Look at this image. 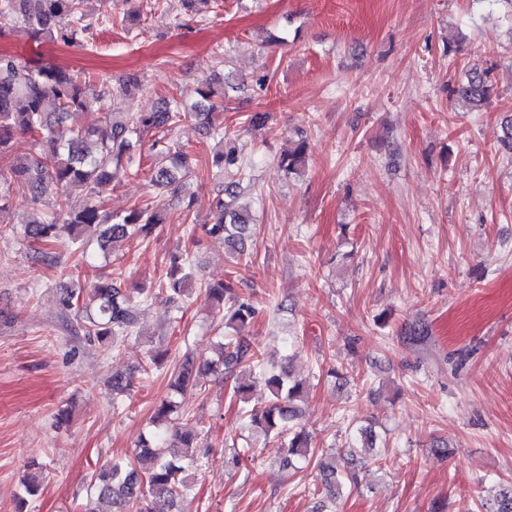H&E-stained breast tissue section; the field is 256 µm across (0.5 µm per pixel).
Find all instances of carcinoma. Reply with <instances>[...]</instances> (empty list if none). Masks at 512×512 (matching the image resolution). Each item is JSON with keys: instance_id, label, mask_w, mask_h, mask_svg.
I'll return each mask as SVG.
<instances>
[{"instance_id": "cac0c4a2", "label": "carcinoma", "mask_w": 512, "mask_h": 512, "mask_svg": "<svg viewBox=\"0 0 512 512\" xmlns=\"http://www.w3.org/2000/svg\"><path fill=\"white\" fill-rule=\"evenodd\" d=\"M87 3L88 0H0V21L11 22L12 27L35 40L79 45L91 26L87 21ZM110 82L105 73L90 76L66 66L22 63L0 54V217L10 212L17 194L27 195L36 203L50 196L56 207L50 216H33L24 221L25 239L50 245L62 238V231L66 230L68 245L73 249L84 247L85 240L91 239L104 250L117 238L146 240L157 225L166 223L170 206L186 212L194 206V199L187 200L181 195V180L193 173L194 157L179 147L156 140L152 148L158 150L166 165L152 169L149 183L168 202L134 208L119 216L106 210L112 183L135 167L134 148L149 134L170 131L191 116L212 125V116L224 114L227 82L217 75L204 79L196 102L188 104L172 97L156 111L136 113L124 111L121 97L141 86L139 78L134 74L127 76L114 93L110 92ZM492 90L489 70L475 66L450 93L470 109L478 110L487 103ZM109 94L112 104L95 123L77 129L64 126L68 113L84 110ZM19 135L31 139V152L26 155L13 154ZM307 151V142L299 139L280 160L279 167L285 175L298 174L305 165ZM211 165L221 172L234 167L238 175H244L238 148L231 140L213 154ZM75 188L85 191L86 197L77 212L70 207V193ZM239 188L237 182L226 185L212 200L215 221L200 226L202 235L224 241L235 260L250 257L252 222L249 214L233 205ZM192 280L191 264L181 253L172 255L167 280L161 283L170 292L171 300L179 302ZM204 296L211 309L223 313L225 325L237 333L255 316L253 305L232 295L231 288L222 282L206 286ZM132 299L118 277L95 279L87 293L81 288L59 290L62 310L85 318V335L97 340L107 351L118 338L133 333ZM220 357L232 379V397L248 403L252 379L235 369L241 364L259 368V357L237 337L221 343ZM266 385L272 400L261 415H251L250 422L266 436L274 433L288 437L286 465L310 461L316 448L310 434L296 424L299 408L295 401L303 393L302 384L272 374ZM199 386L200 381L193 378L187 367L173 384L180 394ZM172 429L176 444L170 456L154 452L144 439L137 456L142 467L120 459L100 469L92 484L99 499L111 500L119 507L117 512L134 506L141 512H183L182 504L191 490L187 472L197 462L198 434L176 423ZM321 478L330 494L346 483V477L329 466L322 467Z\"/></svg>"}]
</instances>
